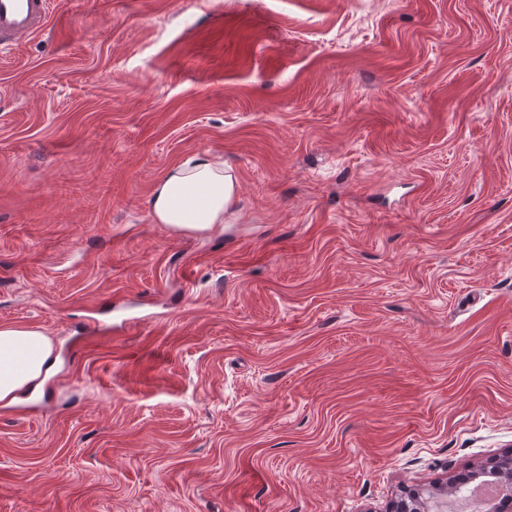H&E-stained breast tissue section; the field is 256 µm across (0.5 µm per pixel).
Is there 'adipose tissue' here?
Wrapping results in <instances>:
<instances>
[{
  "label": "adipose tissue",
  "instance_id": "1",
  "mask_svg": "<svg viewBox=\"0 0 512 512\" xmlns=\"http://www.w3.org/2000/svg\"><path fill=\"white\" fill-rule=\"evenodd\" d=\"M236 179L222 161L195 154L171 166L149 199L154 223L181 232L203 233L223 223L235 198ZM43 332L0 327V401H15L20 390L39 387L55 364Z\"/></svg>",
  "mask_w": 512,
  "mask_h": 512
}]
</instances>
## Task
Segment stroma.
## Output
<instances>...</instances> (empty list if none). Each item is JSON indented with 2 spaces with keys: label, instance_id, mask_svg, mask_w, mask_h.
Masks as SVG:
<instances>
[{
  "label": "stroma",
  "instance_id": "obj_1",
  "mask_svg": "<svg viewBox=\"0 0 512 512\" xmlns=\"http://www.w3.org/2000/svg\"><path fill=\"white\" fill-rule=\"evenodd\" d=\"M236 177L202 236L166 170ZM0 512H388L512 454V0H51L0 52ZM236 179L224 162L195 154L171 166L149 199L154 223L203 233L223 224L235 198ZM43 332L26 327H0V401L11 403L22 389L37 388L55 364Z\"/></svg>",
  "mask_w": 512,
  "mask_h": 512
}]
</instances>
